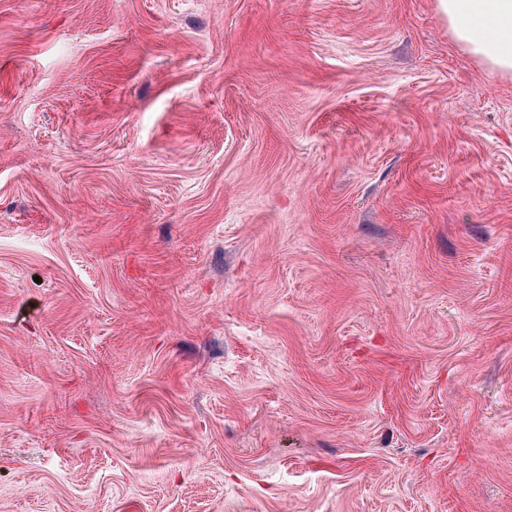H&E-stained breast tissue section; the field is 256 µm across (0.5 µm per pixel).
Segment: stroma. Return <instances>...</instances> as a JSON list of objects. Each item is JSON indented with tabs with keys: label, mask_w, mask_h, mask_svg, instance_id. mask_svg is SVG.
I'll list each match as a JSON object with an SVG mask.
<instances>
[{
	"label": "stroma",
	"mask_w": 512,
	"mask_h": 512,
	"mask_svg": "<svg viewBox=\"0 0 512 512\" xmlns=\"http://www.w3.org/2000/svg\"><path fill=\"white\" fill-rule=\"evenodd\" d=\"M0 512H512V80L434 0H0Z\"/></svg>",
	"instance_id": "1"
}]
</instances>
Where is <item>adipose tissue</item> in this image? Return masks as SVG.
Returning a JSON list of instances; mask_svg holds the SVG:
<instances>
[{
  "label": "adipose tissue",
  "mask_w": 512,
  "mask_h": 512,
  "mask_svg": "<svg viewBox=\"0 0 512 512\" xmlns=\"http://www.w3.org/2000/svg\"><path fill=\"white\" fill-rule=\"evenodd\" d=\"M451 40L479 66L512 79V0H435Z\"/></svg>",
  "instance_id": "ef3b65f1"
}]
</instances>
